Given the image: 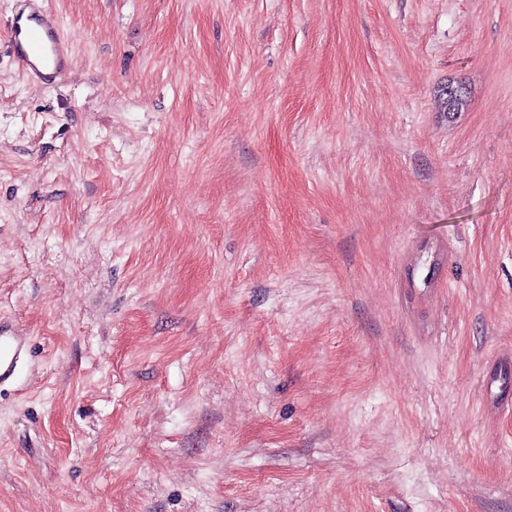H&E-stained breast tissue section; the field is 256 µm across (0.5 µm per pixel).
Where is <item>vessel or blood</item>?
Instances as JSON below:
<instances>
[{"label": "vessel or blood", "mask_w": 512, "mask_h": 512, "mask_svg": "<svg viewBox=\"0 0 512 512\" xmlns=\"http://www.w3.org/2000/svg\"><path fill=\"white\" fill-rule=\"evenodd\" d=\"M27 6L11 20L8 38L18 70L29 82L44 85L70 71L73 50L58 17L43 0H28ZM25 350L24 338L0 324V384L13 377Z\"/></svg>", "instance_id": "b4317fda"}]
</instances>
